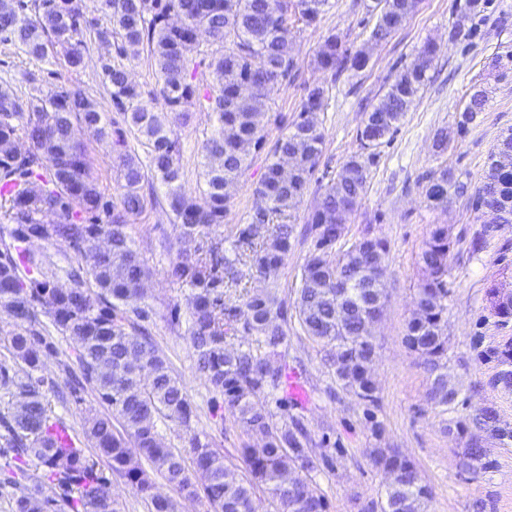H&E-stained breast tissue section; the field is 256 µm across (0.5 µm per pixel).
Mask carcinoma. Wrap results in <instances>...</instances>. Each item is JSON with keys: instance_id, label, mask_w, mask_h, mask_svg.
<instances>
[{"instance_id": "carcinoma-1", "label": "carcinoma", "mask_w": 512, "mask_h": 512, "mask_svg": "<svg viewBox=\"0 0 512 512\" xmlns=\"http://www.w3.org/2000/svg\"><path fill=\"white\" fill-rule=\"evenodd\" d=\"M417 0H373L372 37L392 36L416 8ZM329 0H99L98 15L87 16L81 0H14L0 7V42L36 59L48 53L73 70L82 67L86 36L109 44L118 54L147 49L156 75L151 97L161 111L142 100L124 67L103 64L104 84L117 117L103 113L78 82L35 86L38 75L23 71L17 82L0 85V310L11 329L0 337V391L8 397L0 411V489L11 490V512H119L112 498V474L123 476L149 512H176L174 500L156 491L151 472L161 475L182 498L205 499L214 512H253L255 494L264 489L278 512H327V499L307 480L316 455L301 419L281 423L264 400L287 377L270 352L288 336V301L281 296L279 273L298 245H308L293 310L300 327L327 348L326 361L343 390L366 405L377 404L370 363L376 355L366 324L382 312V283L388 242L364 234L338 253L345 224L365 194L377 149L391 142L407 112L427 86L437 47L424 44L402 67L357 130L359 151L343 163L338 176L320 169L324 135L316 118L327 88L308 89L298 115L283 121L267 112L270 93L298 76L294 33L320 22ZM215 49H200L199 34ZM369 62L363 50L346 48L329 35L316 57L331 73L360 71ZM219 85L197 82L202 70ZM244 82L256 85L249 97L238 95ZM486 91L475 89L458 122L465 130L483 111ZM216 115L219 128L201 145L205 188L202 198L182 189V154L175 128L189 111ZM112 125V163L119 193L112 195L91 174L78 132L108 135ZM280 133L267 141V127ZM147 149L143 167L134 144ZM512 150V132L490 154L483 180L472 189L453 170L441 168L422 177L427 206L445 208L468 194L478 210L512 215V168L498 164L503 147ZM265 154V173L253 189L257 203L242 224H226L232 189L254 157ZM291 157L293 172L283 179L280 159ZM159 181L164 199L145 191ZM323 189L297 229L290 211L309 193ZM165 203L179 238L195 241L194 253L178 252L169 279L191 290L186 306L170 307L172 320L185 312L189 344L197 370L222 407L235 415L250 441L239 449L245 472L224 464V455L195 432L197 408L181 379L153 338L154 309L146 302L150 268L130 233L128 218L149 205ZM58 212L46 224L42 213ZM100 238L110 249L93 248ZM38 242L63 243L75 261L59 268ZM231 247H225V243ZM454 241L448 225L432 228L418 254L422 278L403 342L420 358L427 375L428 399L454 411L459 391L448 389V269ZM263 283L239 305L226 294L245 276ZM494 315L512 319V292L488 290ZM237 333L259 337L258 349H233L226 338ZM69 341L61 350L56 337ZM496 365L492 384L512 391V340L481 352ZM56 361L59 374L45 372ZM82 406L92 398L105 410H89L79 422L53 414L49 397ZM181 427L192 457L167 445L157 421ZM503 446L512 444V424L498 409L484 405L471 418H458L448 432L463 436L470 428ZM94 452H86V448ZM472 470L497 467L490 451L473 442L464 449ZM374 465L399 472L406 480L387 488L383 512H426L432 497L415 462L395 448H374ZM151 470H146L143 463Z\"/></svg>"}]
</instances>
